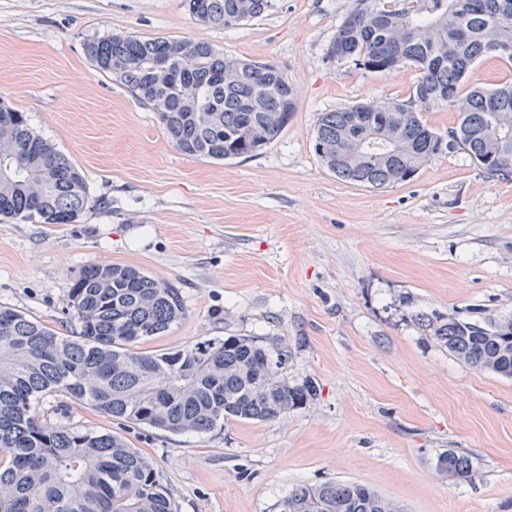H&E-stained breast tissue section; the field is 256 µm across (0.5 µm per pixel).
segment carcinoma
Wrapping results in <instances>:
<instances>
[{"mask_svg":"<svg viewBox=\"0 0 512 512\" xmlns=\"http://www.w3.org/2000/svg\"><path fill=\"white\" fill-rule=\"evenodd\" d=\"M198 22L228 28L253 20L272 0H183ZM512 0H354L327 49L371 73L413 67L405 99L357 102L318 114L314 151L339 179L385 188L438 157L423 113L449 105L464 151L479 168L512 165V81L469 86L475 64L512 66ZM94 67L156 112L182 154L230 161L262 153L297 111V93L272 64L228 56L205 41L113 33L91 40ZM167 63L169 76H158ZM0 223L73 224L89 202L83 171L36 134L25 113L0 101ZM76 335L0 305V512H172L151 460L122 436L50 422L39 407L66 394L114 420L179 435L224 421H270L313 401L315 384H290L288 347L262 336L199 339L171 352L138 350L184 319L174 285L131 265L83 269L69 288ZM437 344L478 370L512 378V317L414 315ZM438 472L475 475L450 448ZM280 512H399L371 487L300 485Z\"/></svg>","mask_w":512,"mask_h":512,"instance_id":"carcinoma-1","label":"carcinoma"}]
</instances>
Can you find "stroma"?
<instances>
[{
  "label": "stroma",
  "instance_id": "1",
  "mask_svg": "<svg viewBox=\"0 0 512 512\" xmlns=\"http://www.w3.org/2000/svg\"><path fill=\"white\" fill-rule=\"evenodd\" d=\"M224 29L182 0H0V98L85 174L73 224L0 223V304L64 331L74 276L134 265L179 288L185 318L144 343L208 336L288 346L312 403L274 421L172 435L53 396L51 422L122 434L148 456L173 512H279L299 484L357 481L403 512H512V378L440 347L416 313L512 315V181L464 152L384 189L336 178L314 152L318 113L406 97L414 69L369 73L327 55L353 0H273ZM203 40L287 75L298 109L261 155H183L155 112L99 73L88 40ZM459 448L476 475L436 469Z\"/></svg>",
  "mask_w": 512,
  "mask_h": 512
}]
</instances>
